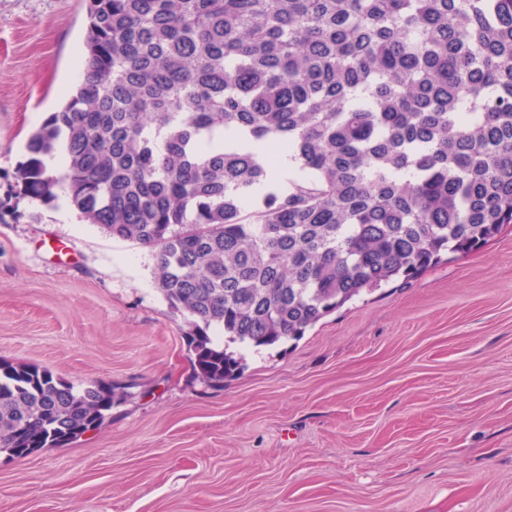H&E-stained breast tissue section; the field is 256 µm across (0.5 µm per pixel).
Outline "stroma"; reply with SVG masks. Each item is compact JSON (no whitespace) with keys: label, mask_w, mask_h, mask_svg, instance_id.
Returning <instances> with one entry per match:
<instances>
[{"label":"stroma","mask_w":512,"mask_h":512,"mask_svg":"<svg viewBox=\"0 0 512 512\" xmlns=\"http://www.w3.org/2000/svg\"><path fill=\"white\" fill-rule=\"evenodd\" d=\"M85 29L84 0H0V360L128 396L101 430L1 455L0 512H512V225L239 348L210 386L150 250L15 187Z\"/></svg>","instance_id":"obj_1"}]
</instances>
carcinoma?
<instances>
[{"label":"carcinoma","mask_w":512,"mask_h":512,"mask_svg":"<svg viewBox=\"0 0 512 512\" xmlns=\"http://www.w3.org/2000/svg\"><path fill=\"white\" fill-rule=\"evenodd\" d=\"M85 2L84 78L15 186L151 249L209 385L243 369L230 345L296 340L512 224V0ZM126 396L0 360V452L76 440Z\"/></svg>","instance_id":"carcinoma-1"}]
</instances>
